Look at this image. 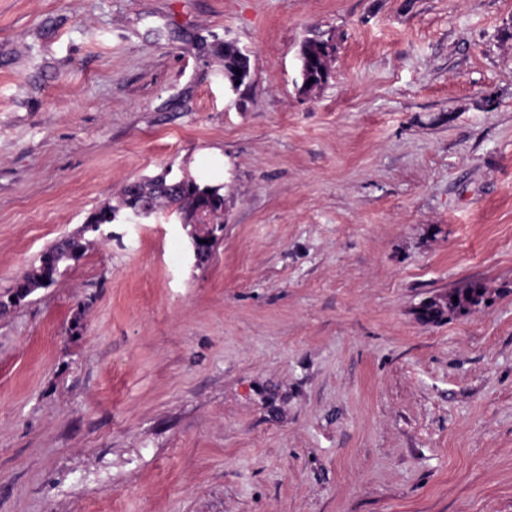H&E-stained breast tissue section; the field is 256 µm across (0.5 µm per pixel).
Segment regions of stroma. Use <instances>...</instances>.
Instances as JSON below:
<instances>
[{"instance_id": "obj_1", "label": "stroma", "mask_w": 512, "mask_h": 512, "mask_svg": "<svg viewBox=\"0 0 512 512\" xmlns=\"http://www.w3.org/2000/svg\"><path fill=\"white\" fill-rule=\"evenodd\" d=\"M164 171L201 264L119 207ZM108 204L0 311V512H512V0H0V293ZM325 34L305 39L299 49L300 77L304 82V74L307 82L310 78L314 79L315 84H326L329 78L328 61L324 58L321 49L325 46L326 51L331 55L336 54V40L334 35ZM327 41V42H326ZM125 187L122 190L121 207L125 210L130 206H136V202L123 195ZM222 187L204 185L201 186L196 179L186 177L184 185L175 192H166L164 195L156 197L151 203V211L148 215L143 216L147 211L144 205H138L133 209V214L136 218L143 216L149 218L157 209L158 206L168 205L174 208L179 214L183 216L185 224H190L194 211L202 204L195 215L194 224H203L208 226L209 234L204 240L208 244L217 241L224 232V213L225 210H215L212 207L224 206V194L220 191ZM221 233L218 235L217 233ZM117 211L118 209L111 205L100 208L88 215L84 227L76 234L61 235L56 240V244H51L42 252L38 258V265L32 266V268L21 278L17 279L3 295H0V309L6 310L9 307L18 305L38 289L45 288L44 277L48 273L47 260L58 269L68 268L71 266L72 262H78L84 253L82 237H84L86 232H93L90 226L96 224H112L114 213ZM57 248L62 251L69 249V251L61 252L58 251ZM11 298H15V301H11ZM479 288H487L485 283L471 280L463 283L458 288L449 291L448 294L438 298L430 306L418 310V318L422 322L439 323L454 316H460L468 312L466 305L472 300ZM453 296H457V303H453Z\"/></svg>"}]
</instances>
